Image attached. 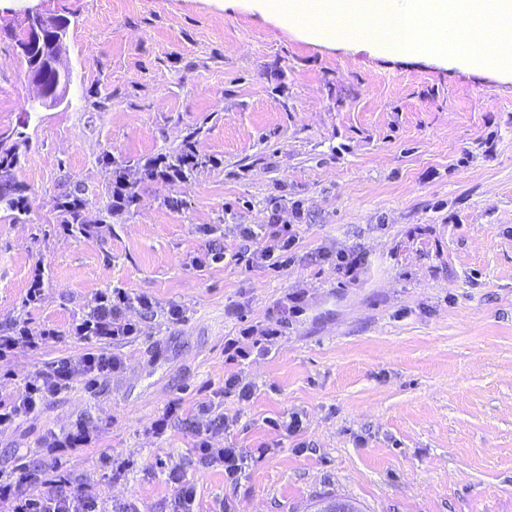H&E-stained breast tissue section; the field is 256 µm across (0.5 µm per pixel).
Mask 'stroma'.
<instances>
[{
    "mask_svg": "<svg viewBox=\"0 0 512 512\" xmlns=\"http://www.w3.org/2000/svg\"><path fill=\"white\" fill-rule=\"evenodd\" d=\"M31 10L68 23L70 85L53 106L18 47ZM19 131L11 177L27 209L0 206V330L21 319L61 338L0 361V408L30 373L96 349L71 329L107 286L155 308L128 309L138 335L107 345L120 370L0 430V480L29 494L54 481L101 512H177L174 469L195 512H316L338 497L361 512H512L511 77L320 44L253 0H0V139ZM188 140L187 181L143 176ZM118 172L138 201L111 215ZM76 186L111 232L62 233ZM273 222L296 237L291 264L237 261L266 244L241 227ZM247 326L276 335L228 362ZM233 373L250 400L225 394ZM203 401L228 421L212 447L251 456L237 480L194 452ZM294 414L298 435L275 429ZM81 423L95 443L54 469L45 441Z\"/></svg>",
    "mask_w": 512,
    "mask_h": 512,
    "instance_id": "1",
    "label": "stroma"
}]
</instances>
